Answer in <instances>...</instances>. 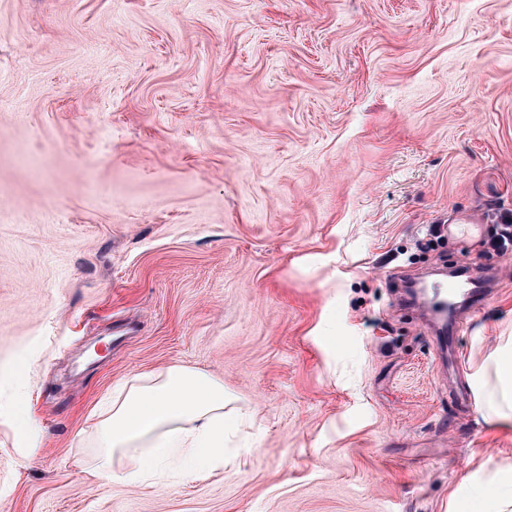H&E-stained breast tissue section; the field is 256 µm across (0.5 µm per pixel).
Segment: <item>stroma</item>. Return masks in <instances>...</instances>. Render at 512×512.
<instances>
[{
    "mask_svg": "<svg viewBox=\"0 0 512 512\" xmlns=\"http://www.w3.org/2000/svg\"><path fill=\"white\" fill-rule=\"evenodd\" d=\"M508 215L512 0H0V512H473ZM436 257L495 283L446 349ZM171 365L223 467L99 488L93 407Z\"/></svg>",
    "mask_w": 512,
    "mask_h": 512,
    "instance_id": "obj_1",
    "label": "stroma"
}]
</instances>
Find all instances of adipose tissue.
<instances>
[{"label":"adipose tissue","mask_w":512,"mask_h":512,"mask_svg":"<svg viewBox=\"0 0 512 512\" xmlns=\"http://www.w3.org/2000/svg\"><path fill=\"white\" fill-rule=\"evenodd\" d=\"M474 377L477 412L487 422L512 424V336ZM226 401L223 380L188 367L128 376L95 411L85 440L97 451L93 477L102 487L146 486L183 458L201 469L223 465Z\"/></svg>","instance_id":"obj_1"}]
</instances>
